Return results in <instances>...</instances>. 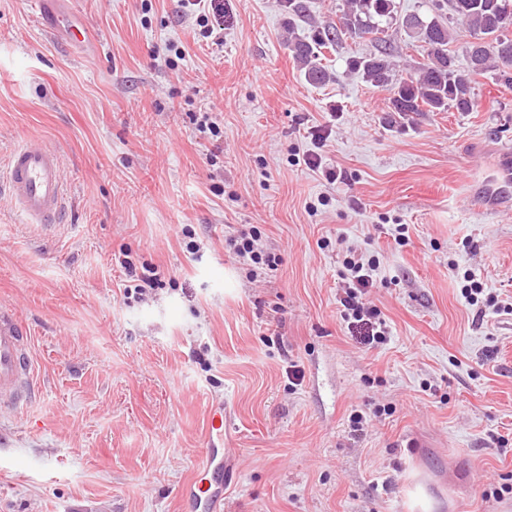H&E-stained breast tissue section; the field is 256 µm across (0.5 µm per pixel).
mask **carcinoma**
I'll list each match as a JSON object with an SVG mask.
<instances>
[{
    "mask_svg": "<svg viewBox=\"0 0 512 512\" xmlns=\"http://www.w3.org/2000/svg\"><path fill=\"white\" fill-rule=\"evenodd\" d=\"M449 10L473 36L465 67L456 64L448 49L453 41ZM394 16L395 0H346L336 22L292 45L293 57L309 83L324 84L331 73L319 61L322 50L339 46L353 34L372 35L376 51L351 58L349 66L373 86L389 92L385 123L390 126L409 125L422 112L473 111L474 77L491 69L512 84V36L505 34L512 27V0H430L428 14L404 16L405 32L427 53V61L407 73L398 69L391 53L389 29Z\"/></svg>",
    "mask_w": 512,
    "mask_h": 512,
    "instance_id": "obj_1",
    "label": "carcinoma"
}]
</instances>
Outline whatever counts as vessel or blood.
I'll list each match as a JSON object with an SVG mask.
<instances>
[{
	"instance_id": "vessel-or-blood-1",
	"label": "vessel or blood",
	"mask_w": 512,
	"mask_h": 512,
	"mask_svg": "<svg viewBox=\"0 0 512 512\" xmlns=\"http://www.w3.org/2000/svg\"><path fill=\"white\" fill-rule=\"evenodd\" d=\"M0 188L14 201L24 223L51 229L64 205L60 157L49 143L29 140L11 154L0 172ZM33 339L17 312L0 306V410L23 409L35 395ZM194 512L224 507V409L211 408L203 462L181 487Z\"/></svg>"
}]
</instances>
